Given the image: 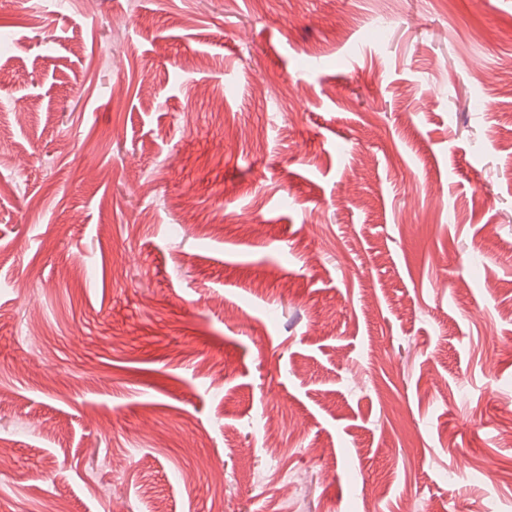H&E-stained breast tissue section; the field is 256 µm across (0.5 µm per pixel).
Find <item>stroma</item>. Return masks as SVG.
<instances>
[{"mask_svg": "<svg viewBox=\"0 0 512 512\" xmlns=\"http://www.w3.org/2000/svg\"><path fill=\"white\" fill-rule=\"evenodd\" d=\"M3 31L0 512H512V0Z\"/></svg>", "mask_w": 512, "mask_h": 512, "instance_id": "obj_1", "label": "stroma"}]
</instances>
